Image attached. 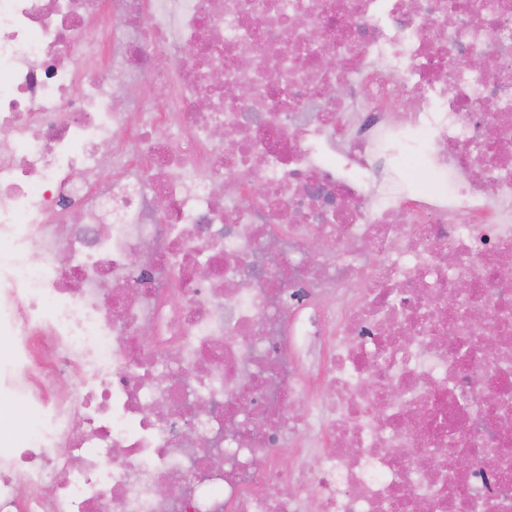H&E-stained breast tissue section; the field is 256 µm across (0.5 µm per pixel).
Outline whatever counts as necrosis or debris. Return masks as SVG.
<instances>
[{"instance_id":"obj_1","label":"necrosis or debris","mask_w":512,"mask_h":512,"mask_svg":"<svg viewBox=\"0 0 512 512\" xmlns=\"http://www.w3.org/2000/svg\"><path fill=\"white\" fill-rule=\"evenodd\" d=\"M0 132V512H512V0H0ZM22 422V412L14 404L0 400V429H2V435H14Z\"/></svg>"}]
</instances>
